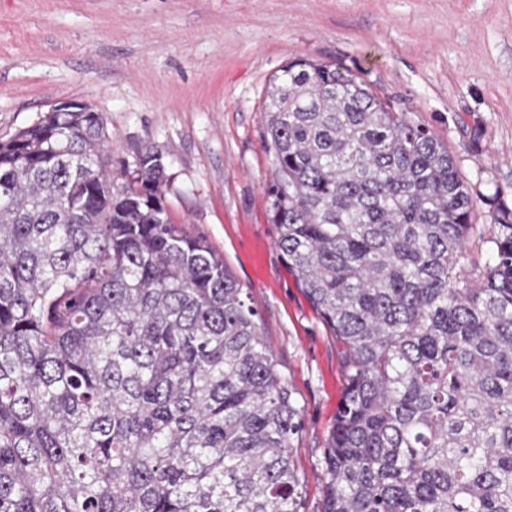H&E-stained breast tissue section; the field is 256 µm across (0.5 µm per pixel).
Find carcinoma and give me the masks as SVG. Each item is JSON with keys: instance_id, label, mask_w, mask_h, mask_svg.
<instances>
[{"instance_id": "cac0c4a2", "label": "carcinoma", "mask_w": 512, "mask_h": 512, "mask_svg": "<svg viewBox=\"0 0 512 512\" xmlns=\"http://www.w3.org/2000/svg\"><path fill=\"white\" fill-rule=\"evenodd\" d=\"M270 223L343 344L322 512H512V212L350 71L268 87ZM152 146L112 172L99 112L0 141V512H297L301 409L258 312L171 222Z\"/></svg>"}]
</instances>
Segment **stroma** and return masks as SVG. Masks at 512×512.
I'll return each mask as SVG.
<instances>
[{
  "label": "stroma",
  "instance_id": "35a3bbf8",
  "mask_svg": "<svg viewBox=\"0 0 512 512\" xmlns=\"http://www.w3.org/2000/svg\"><path fill=\"white\" fill-rule=\"evenodd\" d=\"M295 59L355 74L448 147L474 199L467 255L512 210V0H0V141L62 101L101 112L112 168L154 145L170 218L223 255L302 411L298 512H322L344 353L276 245L268 84Z\"/></svg>",
  "mask_w": 512,
  "mask_h": 512
}]
</instances>
